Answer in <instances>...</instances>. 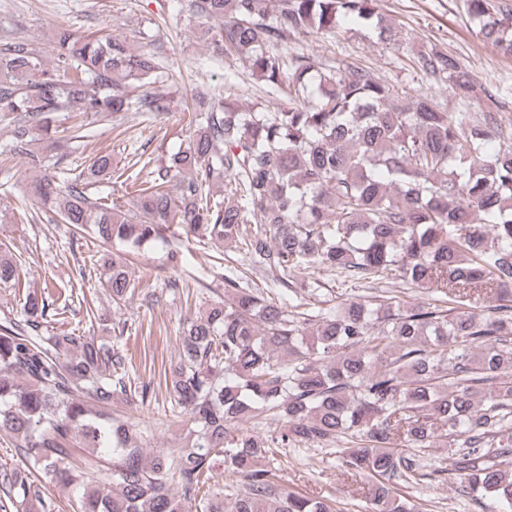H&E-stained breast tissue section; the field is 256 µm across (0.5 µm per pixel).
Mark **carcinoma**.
Instances as JSON below:
<instances>
[{
	"label": "carcinoma",
	"mask_w": 512,
	"mask_h": 512,
	"mask_svg": "<svg viewBox=\"0 0 512 512\" xmlns=\"http://www.w3.org/2000/svg\"><path fill=\"white\" fill-rule=\"evenodd\" d=\"M219 25L215 47L247 59L271 96L242 110L230 97L201 98L187 145L131 181L135 212L88 193L112 175L97 152L66 181L43 171L33 131L57 132V114L107 117L170 111L145 89L160 64L118 37L56 34L55 66L23 41L0 43V121L12 126L8 155L41 175L29 191L41 207L126 256L104 260L101 285L116 305L135 290L126 257L167 244L177 225L248 255L255 275L275 276L278 296L224 277L228 300L201 307L180 337L169 380L175 416L191 442L146 456L147 430L112 417L117 400L142 405L115 340L49 333V304L23 298L20 319L0 325V432L33 471L0 470V512L27 508L52 483L75 496V512H332L328 500L288 492L279 454L338 445L348 475L370 477L368 512H423L396 485L422 480L444 449L465 493L486 512H512V304L471 311L485 296H512V124L467 112L472 79L438 48L407 66L445 84L457 106L396 89L364 67L327 66L276 47L290 36L334 33L349 20L386 42L396 32L377 0H188ZM476 35L512 57V9L462 0ZM234 175L224 200L203 194L216 173ZM255 227H250L249 223ZM21 256L0 247V286L18 284ZM367 284L427 288L409 305L397 296L350 300L315 315L284 302L294 273ZM268 427L250 434L230 422ZM107 460L73 462L72 447ZM242 486L199 496L217 459Z\"/></svg>",
	"instance_id": "cac0c4a2"
}]
</instances>
